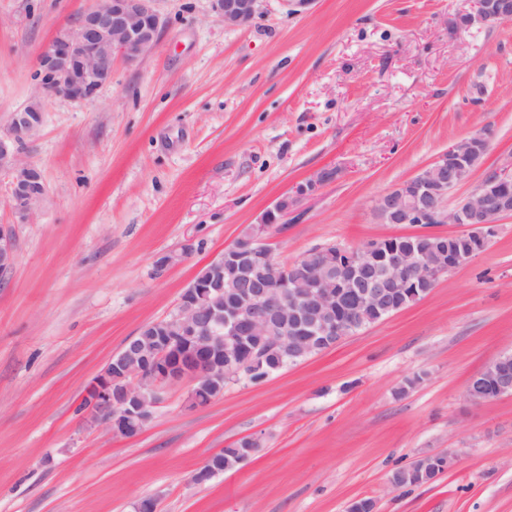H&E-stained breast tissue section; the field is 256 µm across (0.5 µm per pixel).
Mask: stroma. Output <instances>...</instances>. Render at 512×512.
Here are the masks:
<instances>
[{"mask_svg": "<svg viewBox=\"0 0 512 512\" xmlns=\"http://www.w3.org/2000/svg\"><path fill=\"white\" fill-rule=\"evenodd\" d=\"M98 0H0V127L39 82L37 58ZM472 0H314L228 28L209 0H159L157 47L112 62L91 102L48 97L21 151L46 194L29 223L0 174V512H512V395L482 405L468 379L512 352V218L422 300L267 381L229 383L201 409L165 389L142 433L114 436L77 409L144 324L174 311L205 263L315 173L298 220L272 235L285 263L328 244L418 232L383 224L380 195L453 141L489 148L448 196L512 161V21H459ZM191 252H184V245ZM182 252L159 271L157 254ZM255 453L192 483L245 438ZM429 453L451 467L397 488Z\"/></svg>", "mask_w": 512, "mask_h": 512, "instance_id": "stroma-1", "label": "stroma"}]
</instances>
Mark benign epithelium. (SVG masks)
I'll list each match as a JSON object with an SVG mask.
<instances>
[{
	"mask_svg": "<svg viewBox=\"0 0 512 512\" xmlns=\"http://www.w3.org/2000/svg\"><path fill=\"white\" fill-rule=\"evenodd\" d=\"M265 0H210L211 11L228 28H241L262 14ZM470 23L497 25L512 20V0H474ZM164 20L157 0H105L82 12L71 29L60 30L38 57L41 80L34 98L12 113L0 128V172L11 177V206L26 223L46 194L40 170L23 161L20 150L33 140L43 121L42 99L62 97L90 101L112 81V59L121 55L135 63L158 45ZM486 141L482 132L448 146L429 166L379 197L376 212L391 224H460L466 231L463 250L448 251V270L462 266L482 252L499 221L512 216V162L485 173L474 193L453 209L445 205L448 193L471 172L477 147ZM328 172L296 186L293 194L279 198L250 235L206 263L210 278L185 288L171 314L173 329L154 322L155 338L147 343L129 339L88 386L81 403L94 421L115 436L134 438L151 419L165 387L189 380L237 381L248 375L247 366L263 359V351L241 350L248 336H263L275 350L279 364L315 350L325 351L352 335L364 324L367 311L385 303L399 312L398 296L407 288L431 282L442 275L430 258L425 234H413L415 244L375 245L369 248L337 247L336 265L352 277L367 272L360 281L358 304L337 315L350 283L329 279L330 269L317 249L293 262L279 263L270 238L293 213L301 198L328 181ZM258 259L267 271L262 279L246 277L238 301L220 303L224 293V266H243ZM14 263L9 231L0 226V271ZM512 394V354H503L473 375L466 398L482 404ZM208 456L192 475L203 483L219 470Z\"/></svg>",
	"mask_w": 512,
	"mask_h": 512,
	"instance_id": "benign-epithelium-1",
	"label": "benign epithelium"
}]
</instances>
